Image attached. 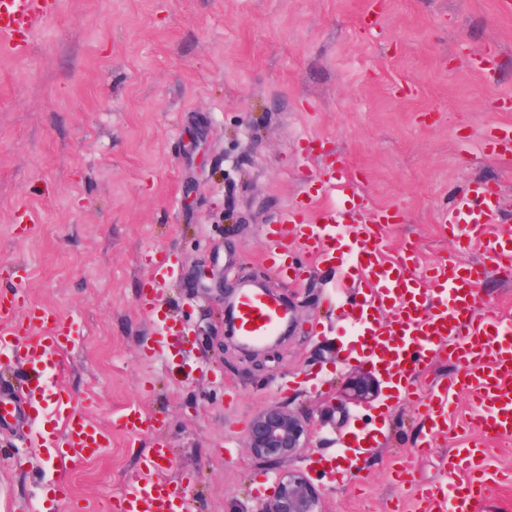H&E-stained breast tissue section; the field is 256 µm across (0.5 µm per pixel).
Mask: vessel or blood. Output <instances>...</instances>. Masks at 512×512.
<instances>
[{"label":"vessel or blood","instance_id":"1","mask_svg":"<svg viewBox=\"0 0 512 512\" xmlns=\"http://www.w3.org/2000/svg\"><path fill=\"white\" fill-rule=\"evenodd\" d=\"M54 10L53 0H0V51L23 55L32 36ZM482 149L502 159L512 156V129L489 135ZM341 192L352 212L362 214L358 224L336 218V203L310 190L306 201L286 208L266 234L270 248L266 259L288 280L300 281L310 264L335 259L346 250V262L358 278L344 285L347 295H361L367 309L390 308V320H358L362 360L371 369H384L394 397L412 395V386L433 354H448L457 366L454 379L436 384L417 408L430 423V431L414 450L423 454L464 419L468 429L497 438H512V322L492 305L480 304L479 283L487 265L504 278L512 277V228L502 225L496 186L473 183L440 218L449 231L460 232L466 243L486 242L489 264L460 265L446 261L431 273L418 271L414 257L385 260L379 245L383 227L395 223V212L368 206L345 180ZM166 265L155 266L152 285L142 293V305L153 311L161 304L160 284ZM243 343L255 346L287 327L291 314L279 296L252 281L243 282L234 310ZM31 328L20 332L14 306L0 303V356L19 363L16 386L0 388V422L41 421L30 446L52 455L60 464L76 465L96 457L107 447L110 430L138 435L155 429L156 413L130 408L116 415L110 428L75 410L70 394L50 390L47 375L59 366L61 356L82 336L80 321L60 317L55 311L30 310ZM465 391L474 398L467 415H460L456 397ZM170 445L154 444V456L145 466L141 482L124 491L120 512H186L184 501L162 478ZM511 483L512 474L491 471L487 455L476 444L456 449L448 480L437 492L417 495L419 512H473L489 482Z\"/></svg>","mask_w":512,"mask_h":512}]
</instances>
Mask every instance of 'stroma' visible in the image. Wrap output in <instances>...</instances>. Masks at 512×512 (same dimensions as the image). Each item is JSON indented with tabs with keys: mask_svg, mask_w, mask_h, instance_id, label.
I'll use <instances>...</instances> for the list:
<instances>
[{
	"mask_svg": "<svg viewBox=\"0 0 512 512\" xmlns=\"http://www.w3.org/2000/svg\"><path fill=\"white\" fill-rule=\"evenodd\" d=\"M480 53L502 56L493 79L472 71ZM508 93L512 13L498 0H55L28 54L0 56V280L84 323L59 381L80 412L107 424L135 406L160 422L113 433L66 471L39 451L13 464L25 430L0 425V512H42L53 493L54 512H118L159 438L189 512H255L252 490L277 466L249 456L244 436L276 403L312 420L310 448L287 466L320 489L323 512H385L406 494L397 466L416 489L441 487L456 438L413 456L428 426L410 401L386 388L368 403L346 395L365 367L347 359L355 310L336 284L355 269L338 259L288 282L264 262L265 228L333 158L370 204L399 211L386 258L408 245L423 271L486 262L438 219L483 180L512 222V159L480 148L488 128L512 122L496 109ZM24 212L34 221L21 234ZM161 261L176 283L157 316L140 298ZM246 280L295 315L266 355L224 336L223 294ZM164 322L186 337H161ZM383 408L402 439L340 452ZM324 458L355 481L330 486Z\"/></svg>",
	"mask_w": 512,
	"mask_h": 512,
	"instance_id": "stroma-1",
	"label": "stroma"
}]
</instances>
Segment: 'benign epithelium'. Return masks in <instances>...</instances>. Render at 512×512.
Segmentation results:
<instances>
[{"label": "benign epithelium", "mask_w": 512, "mask_h": 512, "mask_svg": "<svg viewBox=\"0 0 512 512\" xmlns=\"http://www.w3.org/2000/svg\"><path fill=\"white\" fill-rule=\"evenodd\" d=\"M308 423L294 411L269 405L254 414L245 433V446L260 459L286 462L309 447ZM257 512H322L319 491L300 471L278 474Z\"/></svg>", "instance_id": "7a95c632"}]
</instances>
